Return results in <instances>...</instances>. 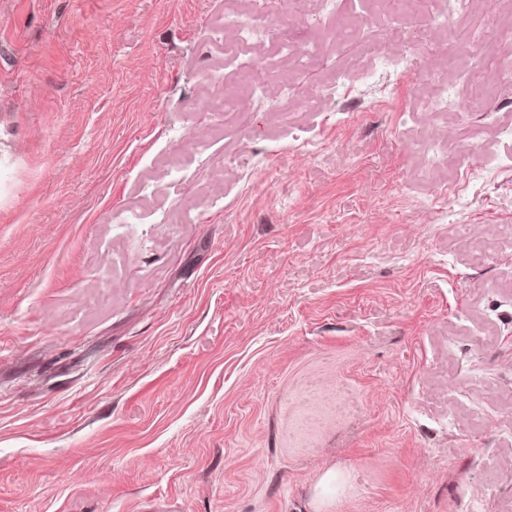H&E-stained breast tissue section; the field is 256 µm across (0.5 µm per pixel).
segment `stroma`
<instances>
[{
	"instance_id": "obj_1",
	"label": "stroma",
	"mask_w": 512,
	"mask_h": 512,
	"mask_svg": "<svg viewBox=\"0 0 512 512\" xmlns=\"http://www.w3.org/2000/svg\"><path fill=\"white\" fill-rule=\"evenodd\" d=\"M261 14L246 42L224 21ZM341 25L318 0H0V512H512V99L422 107L512 57V0L319 97L409 40ZM239 43L264 95L210 79ZM448 141L486 177L453 213L455 156L423 152ZM412 65L411 58L406 54L380 53L376 58V67L365 78H381L384 74L394 71H406Z\"/></svg>"
}]
</instances>
